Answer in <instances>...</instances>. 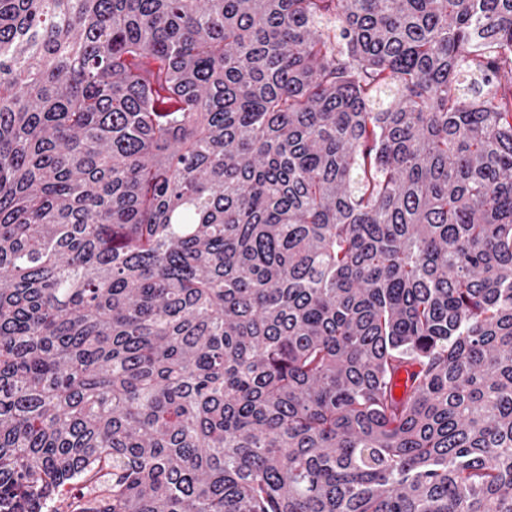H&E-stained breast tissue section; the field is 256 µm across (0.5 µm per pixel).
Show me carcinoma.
<instances>
[{
	"mask_svg": "<svg viewBox=\"0 0 512 512\" xmlns=\"http://www.w3.org/2000/svg\"><path fill=\"white\" fill-rule=\"evenodd\" d=\"M512 0H0V512H512Z\"/></svg>",
	"mask_w": 512,
	"mask_h": 512,
	"instance_id": "obj_1",
	"label": "carcinoma"
}]
</instances>
